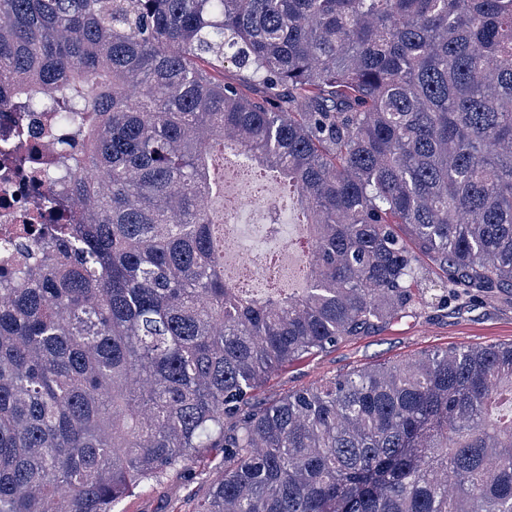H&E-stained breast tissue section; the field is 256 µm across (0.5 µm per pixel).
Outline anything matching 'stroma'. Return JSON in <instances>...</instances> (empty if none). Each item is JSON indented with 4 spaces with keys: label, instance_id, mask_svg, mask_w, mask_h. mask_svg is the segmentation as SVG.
Segmentation results:
<instances>
[{
    "label": "stroma",
    "instance_id": "35a3bbf8",
    "mask_svg": "<svg viewBox=\"0 0 512 512\" xmlns=\"http://www.w3.org/2000/svg\"><path fill=\"white\" fill-rule=\"evenodd\" d=\"M431 287L426 303L386 327L342 339L316 355L275 371L253 400L262 406L279 397L332 377H341L387 361H403L432 350L459 345L486 347L512 343V293L476 295L465 311L439 308L443 294L438 269L428 268ZM221 449L206 448L195 457L188 474L161 485H144L125 497L116 512H194L212 478Z\"/></svg>",
    "mask_w": 512,
    "mask_h": 512
}]
</instances>
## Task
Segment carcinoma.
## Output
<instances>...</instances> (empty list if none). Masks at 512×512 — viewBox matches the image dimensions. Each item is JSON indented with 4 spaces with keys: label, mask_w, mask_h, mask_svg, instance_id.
<instances>
[{
    "label": "carcinoma",
    "mask_w": 512,
    "mask_h": 512,
    "mask_svg": "<svg viewBox=\"0 0 512 512\" xmlns=\"http://www.w3.org/2000/svg\"><path fill=\"white\" fill-rule=\"evenodd\" d=\"M1 112L49 118L71 224L0 270V512H115L201 448L198 512H512V344L250 407L424 258L512 291V0H0ZM226 148L293 193L304 287L224 278Z\"/></svg>",
    "instance_id": "obj_1"
}]
</instances>
